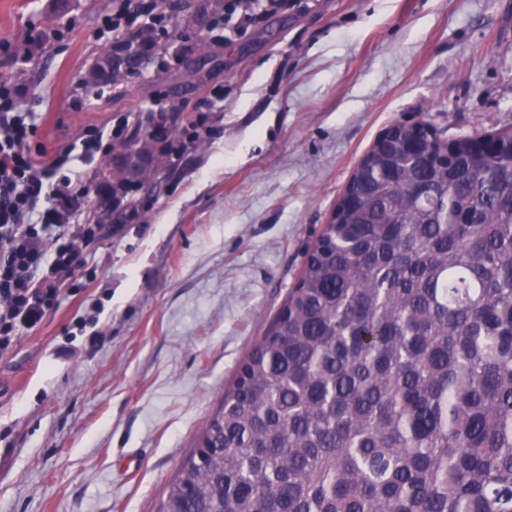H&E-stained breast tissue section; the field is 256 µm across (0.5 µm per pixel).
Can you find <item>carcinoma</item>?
Returning a JSON list of instances; mask_svg holds the SVG:
<instances>
[{
  "label": "carcinoma",
  "instance_id": "1",
  "mask_svg": "<svg viewBox=\"0 0 512 512\" xmlns=\"http://www.w3.org/2000/svg\"><path fill=\"white\" fill-rule=\"evenodd\" d=\"M155 47L147 27L103 49L85 85ZM186 121L150 114L112 143L95 175L112 232L174 174ZM429 127L362 156L157 512H512V127Z\"/></svg>",
  "mask_w": 512,
  "mask_h": 512
}]
</instances>
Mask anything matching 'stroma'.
Instances as JSON below:
<instances>
[{
  "instance_id": "35a3bbf8",
  "label": "stroma",
  "mask_w": 512,
  "mask_h": 512,
  "mask_svg": "<svg viewBox=\"0 0 512 512\" xmlns=\"http://www.w3.org/2000/svg\"><path fill=\"white\" fill-rule=\"evenodd\" d=\"M112 0H0V78L48 153L149 109L205 115L188 164L83 251L61 302L0 357V512H155L240 362L391 123L512 126V0H283L246 34L171 30L85 86Z\"/></svg>"
}]
</instances>
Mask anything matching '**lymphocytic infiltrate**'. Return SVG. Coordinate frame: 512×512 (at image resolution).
Instances as JSON below:
<instances>
[{"instance_id":"lymphocytic-infiltrate-1","label":"lymphocytic infiltrate","mask_w":512,"mask_h":512,"mask_svg":"<svg viewBox=\"0 0 512 512\" xmlns=\"http://www.w3.org/2000/svg\"><path fill=\"white\" fill-rule=\"evenodd\" d=\"M282 0H224L220 18L233 33H244ZM149 14L157 38L168 34L172 15L162 0L146 10L116 0L104 15L113 40L128 38L142 14ZM37 126L32 113L18 108L14 86L0 81V356L13 350L20 335L38 329L54 309L80 254L100 232L97 224H66L80 195L87 193L86 173L67 170L68 155L46 163L31 146ZM52 190H45L46 181Z\"/></svg>"}]
</instances>
